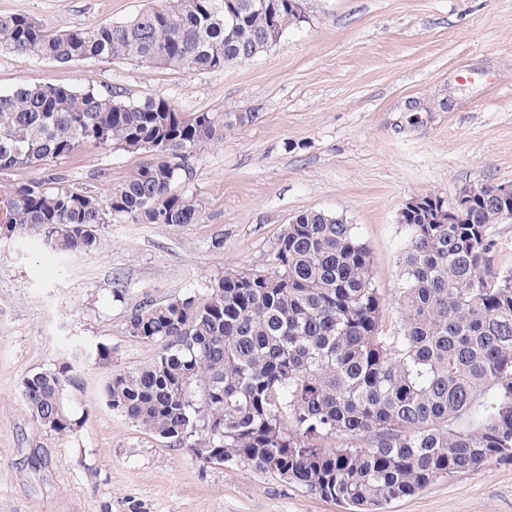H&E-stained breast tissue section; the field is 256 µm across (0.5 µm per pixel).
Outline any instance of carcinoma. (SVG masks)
Instances as JSON below:
<instances>
[{"instance_id": "cac0c4a2", "label": "carcinoma", "mask_w": 512, "mask_h": 512, "mask_svg": "<svg viewBox=\"0 0 512 512\" xmlns=\"http://www.w3.org/2000/svg\"><path fill=\"white\" fill-rule=\"evenodd\" d=\"M152 0L137 16L57 33L0 14V51L62 63L133 59L187 70L246 63L303 19L297 0ZM248 114L179 111L163 98L77 91L64 85L0 94V174L72 155L83 143L151 153L104 198L64 184L18 185L0 196V232L47 230L54 252L100 244L114 218L195 224L192 200L172 192L184 159ZM401 213L402 329L383 323L386 297L353 225L307 210L292 217L268 268L227 275L204 297L144 301L128 335L160 351L115 373L113 411L205 463L241 461L356 512L440 478L512 463V266L487 186L457 224ZM67 370L23 381L39 424L65 436L81 420L64 403Z\"/></svg>"}]
</instances>
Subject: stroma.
I'll list each match as a JSON object with an SVG mask.
<instances>
[{
    "instance_id": "obj_1",
    "label": "stroma",
    "mask_w": 512,
    "mask_h": 512,
    "mask_svg": "<svg viewBox=\"0 0 512 512\" xmlns=\"http://www.w3.org/2000/svg\"><path fill=\"white\" fill-rule=\"evenodd\" d=\"M150 0H0L47 32L119 23ZM304 20L253 60L216 70L135 60L59 63L0 52V92L67 85L163 98L183 112L252 121L189 158L175 194L201 211L181 227L113 220L101 244L52 252L44 231L0 239V512H348L238 461L207 464L107 407L102 388L157 354L127 333L143 299L203 296L267 265L290 219L324 211L368 246L383 317L399 330L402 204L512 183V0H303ZM149 154L92 143L0 174V194L64 182L106 196ZM105 345L108 363L76 361ZM72 365L65 398L85 415L61 437L27 410L21 385ZM382 512H512V465L445 477Z\"/></svg>"
}]
</instances>
